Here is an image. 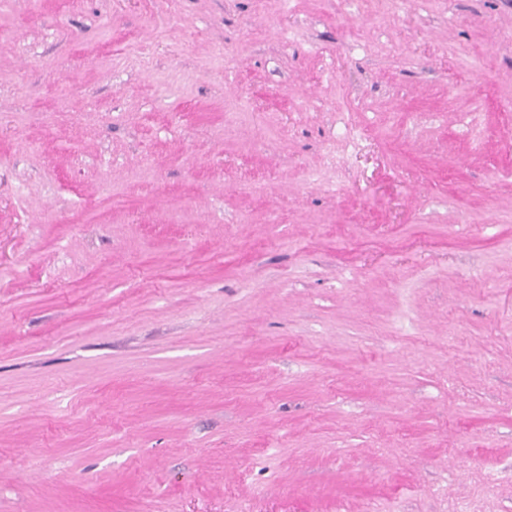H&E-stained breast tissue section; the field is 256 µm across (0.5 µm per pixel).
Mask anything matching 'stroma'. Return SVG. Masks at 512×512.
I'll return each instance as SVG.
<instances>
[{"label":"stroma","instance_id":"1","mask_svg":"<svg viewBox=\"0 0 512 512\" xmlns=\"http://www.w3.org/2000/svg\"><path fill=\"white\" fill-rule=\"evenodd\" d=\"M0 512H512V0H0Z\"/></svg>","mask_w":512,"mask_h":512}]
</instances>
